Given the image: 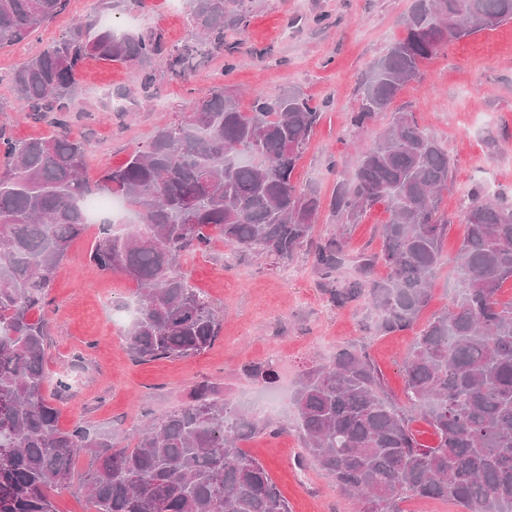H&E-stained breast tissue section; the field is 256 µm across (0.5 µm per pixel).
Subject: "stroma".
<instances>
[{
    "label": "stroma",
    "instance_id": "1",
    "mask_svg": "<svg viewBox=\"0 0 512 512\" xmlns=\"http://www.w3.org/2000/svg\"><path fill=\"white\" fill-rule=\"evenodd\" d=\"M97 3L70 0L67 12L28 40L0 49V129L12 138L44 137L53 128L40 119L21 118L8 75L20 62L59 41ZM411 4L246 0V23L229 37L236 45L233 54H202L188 82L173 76L165 59H156L155 83L148 92L140 87L137 66L86 60L78 75L82 110L70 127L72 137L88 146L86 175L98 179L105 169L122 165L159 128L184 120L188 102L203 88L223 84L246 112L255 96H275L293 87L321 112L294 180L321 197L316 236L333 233L338 219L330 202L337 184L354 171L358 143L377 135L390 121L389 115H382L370 130L360 132L351 114L361 103L372 65L403 36L401 20ZM116 18L132 31L160 30L171 47L191 34L185 0H147L144 7L117 13ZM396 104L435 134L452 161L443 201L453 219L444 246L448 262L432 283L428 306L429 312H440L453 306L456 273L450 259L466 234L465 194L485 185L512 197V22L448 42L422 65L419 77L404 86ZM387 218L383 205L372 207L351 230V254L379 251L377 228ZM97 242V227L89 225L59 266L47 297L48 379L64 375L73 380L68 395L55 401L61 428L82 422L112 432L130 446L146 423L185 402L200 380L219 383L247 410L254 391L269 396L293 391L308 367L327 362L330 352L351 345L367 352L391 394L402 393L400 367L413 331H369L372 313L362 301L334 307L304 249L283 264L254 251H228L217 240L206 251L184 256L181 269L191 285L224 318L220 336L196 356L136 363L127 350L125 330L114 319L117 309L134 301L136 284L91 265L89 255ZM267 362L274 365L275 382H254L249 368ZM271 421L277 435L254 434L242 447L263 463L291 512H352L320 468L296 467L301 442L291 411Z\"/></svg>",
    "mask_w": 512,
    "mask_h": 512
}]
</instances>
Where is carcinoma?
Listing matches in <instances>:
<instances>
[{"mask_svg":"<svg viewBox=\"0 0 512 512\" xmlns=\"http://www.w3.org/2000/svg\"><path fill=\"white\" fill-rule=\"evenodd\" d=\"M192 38L169 55L177 77L193 76L203 49L232 50L245 0H188ZM145 0H99L58 42L21 63L9 80L26 112L55 132L17 141L0 131V512H55L51 494L71 486V460L90 456L83 477L93 512H291L267 469L241 443L269 428L208 380L190 401L152 420L132 448L82 422L58 425L44 394L49 322L46 300L58 265L88 226L82 202L122 198L139 224L128 232L100 222L89 261L136 285L138 313L128 346L140 363L201 354L223 319L180 271L182 256L213 241L283 262L307 246L330 302L365 299L373 329L412 328L429 304L445 262L451 220L442 209L450 160L410 112L391 110L420 65L450 40L512 20V0H413L405 35L379 58L352 123L361 130L392 112L388 128L360 150L353 176L336 187V232L313 239L321 207L294 171L320 113L290 89L258 95L251 111L215 84L190 102L187 117L160 129L120 167L85 175L87 145L70 136L77 74L84 59L137 64L144 91L163 33H118L99 13ZM70 0H0V49L29 38L68 10ZM382 248L356 258L357 276L331 278L348 259V230L377 203ZM466 235L453 258L454 308L434 315L401 366L403 400L357 349H341L300 377L290 398L303 443L299 468L313 463L357 512H404L401 504L450 500L462 512H512V203L476 188L465 207ZM378 264L385 279L371 278ZM431 428L420 441L413 423Z\"/></svg>","mask_w":512,"mask_h":512,"instance_id":"carcinoma-1","label":"carcinoma"}]
</instances>
